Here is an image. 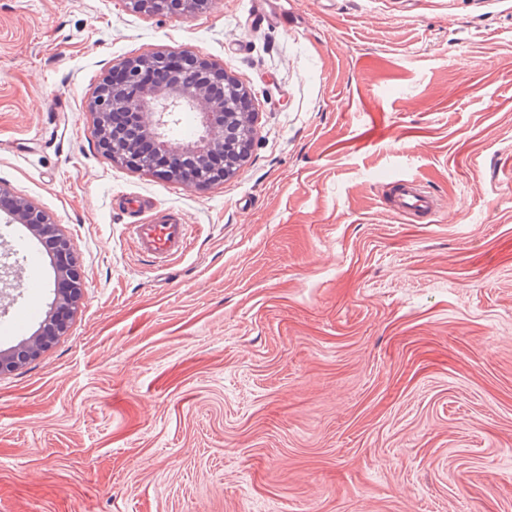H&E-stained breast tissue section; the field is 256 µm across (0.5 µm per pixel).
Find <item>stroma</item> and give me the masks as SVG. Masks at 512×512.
Returning <instances> with one entry per match:
<instances>
[{"label": "stroma", "instance_id": "35a3bbf8", "mask_svg": "<svg viewBox=\"0 0 512 512\" xmlns=\"http://www.w3.org/2000/svg\"><path fill=\"white\" fill-rule=\"evenodd\" d=\"M156 51L247 88L236 175L98 148L95 90ZM393 174L434 211L397 214ZM0 185L85 282L0 376V512H512V0H0ZM128 194L182 211L189 252L136 256ZM0 195H11L0 185ZM13 196V195H11ZM14 197V207L7 223L24 224L31 233L44 243H49L52 253L68 254L70 261L65 265H56L57 284L64 283V288H56L54 309L45 324L50 328L42 330L20 342L16 347L0 351V375L11 373L37 360L52 347L60 336L66 334L70 320L82 298L84 283L80 272L78 258L69 238L61 233L58 224H53L39 210L24 199Z\"/></svg>", "mask_w": 512, "mask_h": 512}]
</instances>
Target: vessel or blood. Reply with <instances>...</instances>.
Here are the masks:
<instances>
[{"label": "vessel or blood", "instance_id": "vessel-or-blood-1", "mask_svg": "<svg viewBox=\"0 0 512 512\" xmlns=\"http://www.w3.org/2000/svg\"><path fill=\"white\" fill-rule=\"evenodd\" d=\"M399 214L411 216L433 210L434 198L413 180L398 181L391 200ZM190 226L182 214L169 208H158L127 230L137 250L157 263L182 256L190 247Z\"/></svg>", "mask_w": 512, "mask_h": 512}]
</instances>
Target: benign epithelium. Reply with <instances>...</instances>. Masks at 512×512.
<instances>
[{
    "instance_id": "7a95c632",
    "label": "benign epithelium",
    "mask_w": 512,
    "mask_h": 512,
    "mask_svg": "<svg viewBox=\"0 0 512 512\" xmlns=\"http://www.w3.org/2000/svg\"><path fill=\"white\" fill-rule=\"evenodd\" d=\"M129 4L144 13L163 14L170 0H129ZM185 57L192 62V69L172 72L161 86L142 84L140 75L168 68L170 56L166 54L140 56L114 68L118 75H107L92 101L93 135L103 152L129 168L148 169L167 181L202 186L234 175L244 166L255 136L253 112L239 107V99L248 95L239 82L193 54ZM216 83L224 85L222 98L213 95ZM183 107L199 112L201 131L185 143L163 141L167 117ZM117 109L134 115L133 123L115 129L112 111ZM216 157L224 160V168L215 166ZM8 218L27 226L50 245L51 252L69 255L70 261L56 267L57 282L64 287L56 289L54 309L46 320L49 330L42 329L16 347L1 350L0 375L37 360L66 334L84 288L72 243L58 225L17 196Z\"/></svg>"
}]
</instances>
